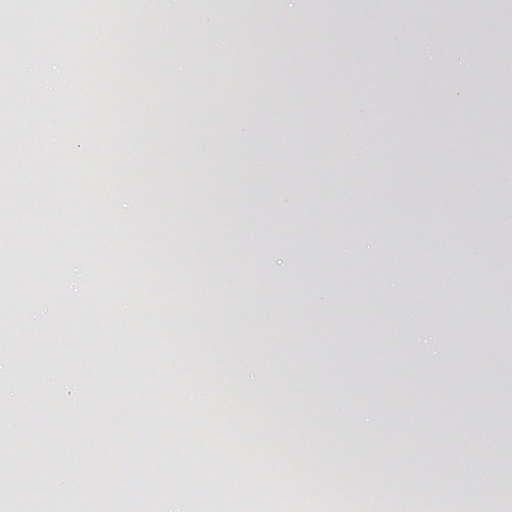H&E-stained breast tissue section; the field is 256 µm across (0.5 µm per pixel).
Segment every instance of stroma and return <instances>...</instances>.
<instances>
[{"instance_id":"35a3bbf8","label":"stroma","mask_w":512,"mask_h":512,"mask_svg":"<svg viewBox=\"0 0 512 512\" xmlns=\"http://www.w3.org/2000/svg\"><path fill=\"white\" fill-rule=\"evenodd\" d=\"M7 7L26 44L0 85L18 77L24 96L0 167L14 161L26 207L0 201V265L28 232L51 236L43 300L0 280V479L29 501L68 480L69 512H224L263 425L252 397L228 410L224 394L258 372L297 431L272 473L291 512L359 510L370 492L489 512L491 466L512 457V0H184L169 19L102 0L101 34L125 20L126 65L104 76L90 148L50 108L81 81L48 70L66 29L50 12L31 26L34 0ZM65 152L111 172L98 214L61 201ZM130 239L148 264L95 291L99 256ZM185 385L211 391L189 421L219 450L186 448L160 414ZM21 438L40 479L20 474ZM311 438L335 490L306 472Z\"/></svg>"}]
</instances>
